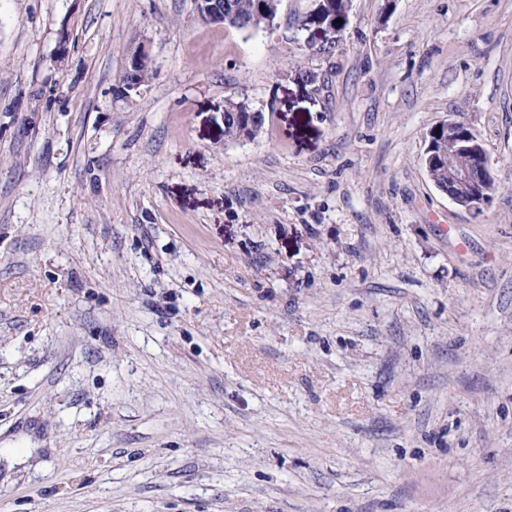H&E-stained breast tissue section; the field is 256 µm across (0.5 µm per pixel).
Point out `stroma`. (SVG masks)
Wrapping results in <instances>:
<instances>
[{"instance_id": "35a3bbf8", "label": "stroma", "mask_w": 512, "mask_h": 512, "mask_svg": "<svg viewBox=\"0 0 512 512\" xmlns=\"http://www.w3.org/2000/svg\"><path fill=\"white\" fill-rule=\"evenodd\" d=\"M313 7L0 0V512H512V0ZM227 8L228 13L234 12L235 19L238 21V19L242 20V23L240 24H234L230 25L232 27H235L237 29H261L267 27L268 24H273L274 20L277 17L278 10L276 9L281 4V1H274V5H271L272 8L276 9L272 16L270 15H258V7H259V1L258 0H227ZM248 24L245 28H240L243 25ZM274 26V24H273ZM315 7L312 10L311 17L309 19V22L311 24L316 25L324 34L326 37H331V35L334 33V31H339L343 29L349 20V14H348V5L347 0H327L326 1V10L328 11L329 15H336L337 19H342V24L335 23V22H329V24L326 27H323L319 21L320 16V8L322 5V1L320 0H314ZM336 27V30H335ZM143 57H149V55L141 44L130 50L127 54L123 90L121 91L127 100H132L133 96L141 94V87L136 77ZM253 108L243 100L229 99L224 105V139L228 142L238 140V131L243 130L247 126V122L243 123L241 115H236V112H247L248 122H255L263 117L262 112H251ZM263 122L257 121L251 124L247 129V136L249 139H255L261 132ZM443 165L442 170L436 168ZM425 165L435 185L456 205L481 212L492 200L497 185L482 140L469 124L451 120L430 131ZM494 187V190H492Z\"/></svg>"}]
</instances>
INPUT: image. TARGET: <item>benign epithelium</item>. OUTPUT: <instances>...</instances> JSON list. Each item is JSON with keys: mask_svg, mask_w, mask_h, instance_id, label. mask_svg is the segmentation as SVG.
Listing matches in <instances>:
<instances>
[{"mask_svg": "<svg viewBox=\"0 0 512 512\" xmlns=\"http://www.w3.org/2000/svg\"><path fill=\"white\" fill-rule=\"evenodd\" d=\"M198 16L207 21H224V0H195ZM148 56L143 45L127 54L122 94L128 100L141 94L137 74L141 59ZM448 163L446 195L456 205L481 212L492 200L496 186L482 140L461 120L444 122L430 131L425 165L432 170Z\"/></svg>", "mask_w": 512, "mask_h": 512, "instance_id": "benign-epithelium-1", "label": "benign epithelium"}]
</instances>
